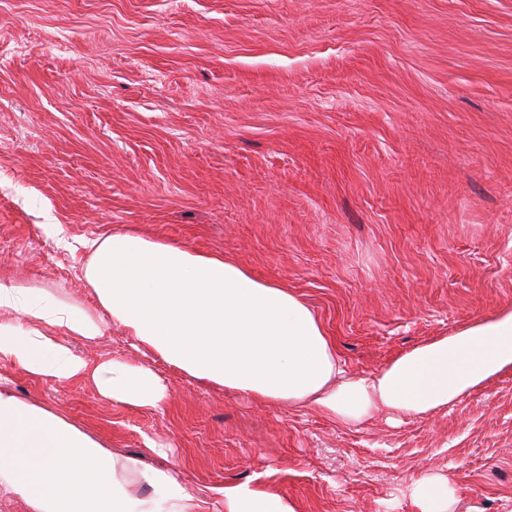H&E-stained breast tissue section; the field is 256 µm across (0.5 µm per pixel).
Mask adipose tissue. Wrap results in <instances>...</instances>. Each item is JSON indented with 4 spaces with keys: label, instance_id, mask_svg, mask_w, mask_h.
I'll return each mask as SVG.
<instances>
[{
    "label": "adipose tissue",
    "instance_id": "1",
    "mask_svg": "<svg viewBox=\"0 0 512 512\" xmlns=\"http://www.w3.org/2000/svg\"><path fill=\"white\" fill-rule=\"evenodd\" d=\"M84 276L101 313L0 281V362L55 380L91 382L107 399L159 408L167 387L151 368L89 362L73 340L103 336V314L137 349L181 373L242 396L311 406L344 425L376 411L426 416L512 368V309L425 342L371 376L346 372L313 309L288 287L223 257L163 240L113 234L91 241ZM65 339H58V332ZM115 459L62 416L0 386V488L33 512H198L169 469L143 470L146 497L115 481ZM419 512H453L448 477L409 487ZM224 512H296L287 496L246 481L225 488Z\"/></svg>",
    "mask_w": 512,
    "mask_h": 512
}]
</instances>
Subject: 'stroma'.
Wrapping results in <instances>:
<instances>
[{"label":"stroma","instance_id":"35a3bbf8","mask_svg":"<svg viewBox=\"0 0 512 512\" xmlns=\"http://www.w3.org/2000/svg\"><path fill=\"white\" fill-rule=\"evenodd\" d=\"M112 233L287 285L358 376L512 308V0H0V280L96 309L86 243ZM77 347L154 366L163 408L0 380L130 488L156 467L201 512L245 481L298 512H418L407 487L438 473L455 512H512V369L343 426L201 384L116 327Z\"/></svg>","mask_w":512,"mask_h":512}]
</instances>
